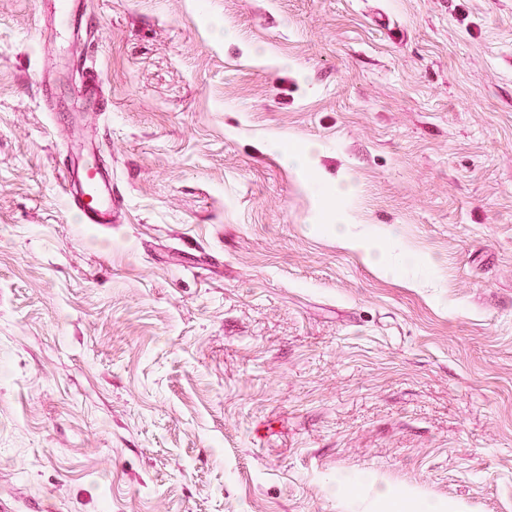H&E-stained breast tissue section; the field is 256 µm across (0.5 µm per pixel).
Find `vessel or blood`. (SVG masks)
Segmentation results:
<instances>
[{"mask_svg":"<svg viewBox=\"0 0 512 512\" xmlns=\"http://www.w3.org/2000/svg\"><path fill=\"white\" fill-rule=\"evenodd\" d=\"M64 176L62 191L80 223H112V169L97 145L86 147L78 164L65 167Z\"/></svg>","mask_w":512,"mask_h":512,"instance_id":"b4317fda","label":"vessel or blood"}]
</instances>
